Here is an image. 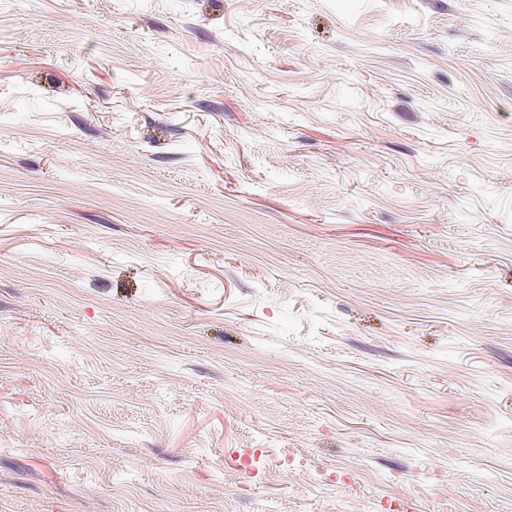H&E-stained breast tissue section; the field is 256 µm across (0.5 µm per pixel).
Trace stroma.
I'll return each instance as SVG.
<instances>
[{
    "label": "stroma",
    "instance_id": "stroma-1",
    "mask_svg": "<svg viewBox=\"0 0 512 512\" xmlns=\"http://www.w3.org/2000/svg\"><path fill=\"white\" fill-rule=\"evenodd\" d=\"M512 512V0H0V512Z\"/></svg>",
    "mask_w": 512,
    "mask_h": 512
}]
</instances>
